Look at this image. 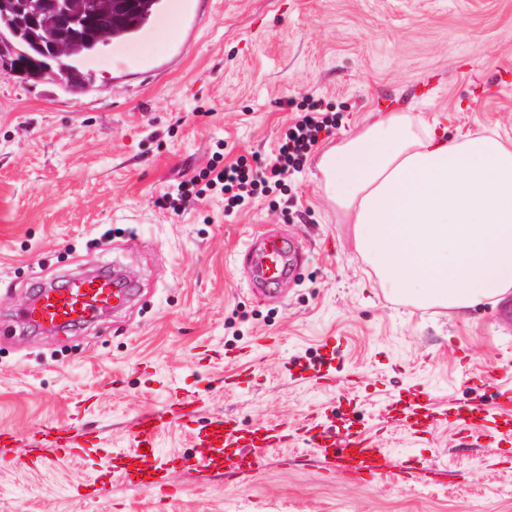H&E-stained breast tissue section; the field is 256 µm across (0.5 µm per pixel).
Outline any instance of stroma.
Returning <instances> with one entry per match:
<instances>
[{
	"instance_id": "stroma-1",
	"label": "stroma",
	"mask_w": 512,
	"mask_h": 512,
	"mask_svg": "<svg viewBox=\"0 0 512 512\" xmlns=\"http://www.w3.org/2000/svg\"><path fill=\"white\" fill-rule=\"evenodd\" d=\"M168 3L147 33L90 58L94 80L80 90L0 67V431L19 452L42 423L95 438L81 459L0 465V512H512V409L501 398L512 325L499 317L512 300L459 312L394 296L317 166L322 147L371 112H442L512 140V0H193L191 35L181 0ZM116 55L124 74L112 71ZM306 95L339 120L281 191L231 214L219 197L179 215L157 205L216 143L228 163L274 154L288 100ZM260 231L293 238L303 258L300 278L263 301L242 255ZM113 265L139 303L65 333L18 324L35 281ZM241 369L247 381L225 389ZM186 393L200 399L195 423L156 438L167 492L127 482L114 459L137 417ZM477 397L484 418L470 437L448 409ZM216 415L292 438L240 481L220 467L200 481L185 460ZM315 415L335 441L378 434L381 476L328 474L294 437ZM407 451L454 481L399 480ZM104 470L106 498L77 496Z\"/></svg>"
}]
</instances>
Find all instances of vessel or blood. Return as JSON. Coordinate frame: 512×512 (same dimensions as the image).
Here are the masks:
<instances>
[{
    "label": "vessel or blood",
    "instance_id": "obj_1",
    "mask_svg": "<svg viewBox=\"0 0 512 512\" xmlns=\"http://www.w3.org/2000/svg\"><path fill=\"white\" fill-rule=\"evenodd\" d=\"M243 254L249 263L251 290L260 299L272 293L274 287L281 282L295 276L299 268L297 245L279 235L260 236L246 245ZM130 300L129 284L121 282L117 277L105 274L82 276L68 279L64 288H45L37 292L20 308L18 320L35 329L62 331L97 315L123 308ZM164 417V412L157 410H147L139 415L132 454L141 461L142 466L126 471V480L145 484L151 489L162 487V480L155 477L156 472L162 469L155 442L157 434L165 426ZM215 423V428L211 429L204 442V450L195 455L197 467L208 466L210 458L206 454L207 449L227 447L237 434L236 429L227 426L224 418H216ZM41 431L51 437V445L41 448L36 456L26 453L14 455L8 461L10 467L24 469L33 463H55L78 457L87 451L85 432L72 433L56 424L42 425ZM287 439V434L276 425L254 429L238 453L233 475L240 477L258 469L264 461V449L280 445ZM380 451L378 443L357 433L347 440L345 447L334 454L324 455L323 465L326 471L353 480L375 476L379 473L375 457ZM402 477L426 484L442 483L448 473L430 466L420 469L408 462L402 468Z\"/></svg>",
    "mask_w": 512,
    "mask_h": 512
}]
</instances>
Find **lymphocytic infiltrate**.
Listing matches in <instances>:
<instances>
[{"mask_svg":"<svg viewBox=\"0 0 512 512\" xmlns=\"http://www.w3.org/2000/svg\"><path fill=\"white\" fill-rule=\"evenodd\" d=\"M293 116L274 154L249 163L247 158L225 163L221 152H214L206 167L176 189L164 192L159 204L174 214L186 205L219 192L224 196V210L231 213L249 204L257 195H266L284 186L288 175L303 167L321 132L329 131L336 115L325 109L322 98L305 97L291 102Z\"/></svg>","mask_w":512,"mask_h":512,"instance_id":"1","label":"lymphocytic infiltrate"}]
</instances>
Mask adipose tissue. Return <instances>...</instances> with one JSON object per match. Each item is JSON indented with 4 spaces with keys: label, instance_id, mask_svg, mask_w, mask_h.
Returning a JSON list of instances; mask_svg holds the SVG:
<instances>
[{
    "label": "adipose tissue",
    "instance_id": "ef3b65f1",
    "mask_svg": "<svg viewBox=\"0 0 512 512\" xmlns=\"http://www.w3.org/2000/svg\"><path fill=\"white\" fill-rule=\"evenodd\" d=\"M330 201L395 295L463 311L512 294V144L389 114L325 149Z\"/></svg>",
    "mask_w": 512,
    "mask_h": 512
}]
</instances>
